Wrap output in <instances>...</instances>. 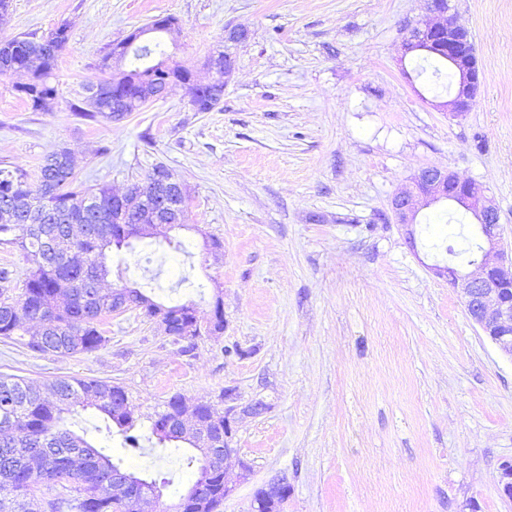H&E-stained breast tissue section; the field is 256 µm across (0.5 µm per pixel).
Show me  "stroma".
I'll list each match as a JSON object with an SVG mask.
<instances>
[{"instance_id": "obj_1", "label": "stroma", "mask_w": 512, "mask_h": 512, "mask_svg": "<svg viewBox=\"0 0 512 512\" xmlns=\"http://www.w3.org/2000/svg\"><path fill=\"white\" fill-rule=\"evenodd\" d=\"M447 4L483 71L459 119L436 107L450 79L418 74L403 52L431 0H10L0 40L62 24L69 39L49 110L17 92L25 73L0 77V163L34 175L63 148L77 183L116 193L165 165L188 191L186 225L110 252L106 285L194 303L203 323L223 298L224 330L188 351L132 308L102 320L107 341L89 353L1 338L0 376L120 385L145 436L171 395L232 391L233 446L251 475L229 467L236 490L220 512H251L255 490L282 477L283 512H512V358L432 270L453 241L438 218L458 207L422 210L412 241L390 218L394 194L435 166L482 184L512 243V0ZM160 16L179 21L162 37L170 61L200 82L225 26L249 28L220 104L194 111L182 87L118 121L73 112L110 76L113 44ZM66 424L132 471L179 474L163 506L195 477L185 450H124L95 412Z\"/></svg>"}]
</instances>
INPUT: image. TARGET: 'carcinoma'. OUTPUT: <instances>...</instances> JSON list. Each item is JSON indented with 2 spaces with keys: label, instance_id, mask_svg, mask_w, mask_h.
<instances>
[{
  "label": "carcinoma",
  "instance_id": "cac0c4a2",
  "mask_svg": "<svg viewBox=\"0 0 512 512\" xmlns=\"http://www.w3.org/2000/svg\"><path fill=\"white\" fill-rule=\"evenodd\" d=\"M67 43L64 26L45 38L26 34L0 42V76L31 71L30 82L17 91L33 109L45 111L56 96L47 77ZM210 58L216 61L215 77L199 98L202 112L211 111L224 97V52ZM104 83V99L94 106L86 101L74 104L73 111L94 118L112 112L114 100L131 111L165 93L162 73L152 65L123 72L116 84L110 78ZM73 183L64 150L45 158L34 190L24 170L0 167V202L9 198L21 203L13 216L0 212V244L18 247L30 264L20 288L11 287L9 271H0V336L10 339L26 325L36 324L39 329L26 347L59 357L92 352L105 344L99 325L118 297V289L102 286L108 273L105 250L122 247L121 241H112V189H77ZM45 212H66L89 224V236L74 240L64 253L48 256L50 242L68 236L69 225L29 223ZM194 312L189 304L168 307L171 332L181 333ZM114 390L122 392L95 379L63 377L40 388L23 378L0 376V512H29L26 500L45 489L58 490L46 501L49 512H140L155 481L141 483L127 497L112 496V472L122 467V459L61 426L64 415L92 408L102 416L108 435L121 436L125 448H140V435L133 433L135 420L112 409ZM181 402L180 394L172 395L153 420L151 435L160 448L194 447L176 429ZM223 503L222 469L202 463L173 512H218Z\"/></svg>",
  "mask_w": 512,
  "mask_h": 512
}]
</instances>
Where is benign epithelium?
Returning a JSON list of instances; mask_svg holds the SVG:
<instances>
[{
  "label": "benign epithelium",
  "mask_w": 512,
  "mask_h": 512,
  "mask_svg": "<svg viewBox=\"0 0 512 512\" xmlns=\"http://www.w3.org/2000/svg\"><path fill=\"white\" fill-rule=\"evenodd\" d=\"M246 26L234 25L224 29L227 43L239 44L247 41ZM441 44L448 52L458 87L454 96L444 103L449 114L459 117L472 107L481 83V72L475 53L471 51V33L448 18V8L435 2V15L413 28L404 42V50L423 49L425 46ZM160 185L164 189L159 204H146L153 184L143 182L130 185L123 194L112 195V227L121 228L126 240L145 238L155 234L159 227L173 229L184 226L187 192L183 183L163 174ZM454 202L471 212L477 221L475 233L480 239L478 255L468 261L475 271L462 274L450 266H434L439 276L448 278L457 288L471 322L488 336L499 350L512 357V255L504 249L500 233V215L494 199L486 194L484 187L474 181L461 180L454 173L437 167L419 169L411 177V186L391 200V217L394 223L403 226L409 236H414L420 211L432 203ZM164 334H169V325L157 302L141 303ZM193 404L183 400V436L209 449L208 459L214 465L227 467L236 455L233 447L234 408L224 409V427L215 433L209 423L199 420L192 412ZM138 474L121 469L112 474V494L122 496L135 483ZM261 499L275 503L288 496V481L285 478L261 487Z\"/></svg>",
  "instance_id": "benign-epithelium-1"
}]
</instances>
